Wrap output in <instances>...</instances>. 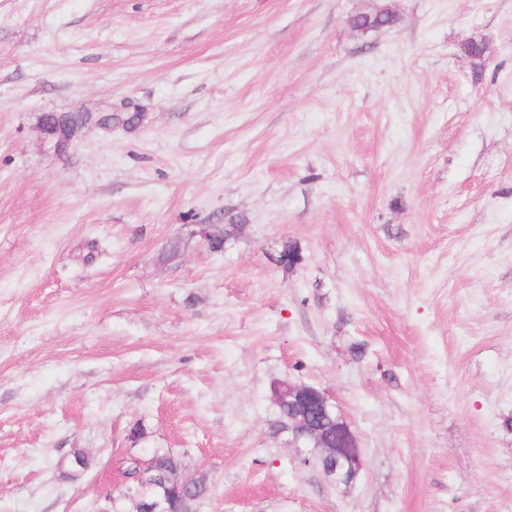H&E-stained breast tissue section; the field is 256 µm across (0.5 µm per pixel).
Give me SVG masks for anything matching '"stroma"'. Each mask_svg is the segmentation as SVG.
Returning <instances> with one entry per match:
<instances>
[{
    "label": "stroma",
    "instance_id": "1",
    "mask_svg": "<svg viewBox=\"0 0 512 512\" xmlns=\"http://www.w3.org/2000/svg\"><path fill=\"white\" fill-rule=\"evenodd\" d=\"M77 109L140 120L55 150ZM276 378L333 396L352 484ZM151 448L199 512H512V0H0V512H133ZM355 27L363 32L380 29L383 27H392L397 23V14L389 8L377 9L370 13H359L351 16ZM82 115L80 112L45 113L41 118V130L50 139L55 140L54 145H56L63 136L61 124L58 122L64 118L77 120ZM288 404L291 407L292 426L299 434L318 440L322 448H296L304 465L316 462L326 478L336 484L353 483L362 467V448L351 423L339 412L336 420L323 427L315 410L336 409L333 398L324 390L303 383L288 384Z\"/></svg>",
    "mask_w": 512,
    "mask_h": 512
}]
</instances>
